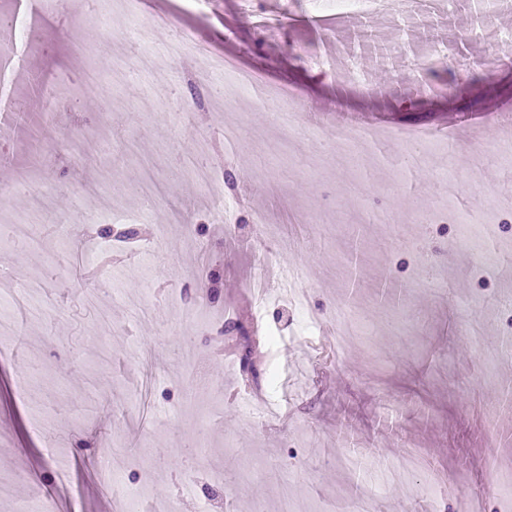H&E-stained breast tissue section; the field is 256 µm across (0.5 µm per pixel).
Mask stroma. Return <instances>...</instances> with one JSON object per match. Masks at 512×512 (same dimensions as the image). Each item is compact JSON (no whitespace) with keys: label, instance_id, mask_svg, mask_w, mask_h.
Segmentation results:
<instances>
[{"label":"stroma","instance_id":"stroma-1","mask_svg":"<svg viewBox=\"0 0 512 512\" xmlns=\"http://www.w3.org/2000/svg\"><path fill=\"white\" fill-rule=\"evenodd\" d=\"M66 6L31 41L0 46L26 64L15 77L0 70V212L31 219L15 181L33 166L45 217L70 227L68 241L46 227L37 248L0 251V317L17 330L13 355L0 359V482L12 486L0 512H113L120 483L141 512L172 502L180 512H323L361 494L373 495L375 512H462L472 495L480 512H512L503 496L512 361L486 355L512 341V317L495 305L512 295V259L486 267L462 225L512 243V204L502 201L512 193V138L491 122L470 127L512 104V61L489 78L474 64L487 50L477 27L512 30V13L490 0L483 18L449 16L432 31L398 18L353 20L333 34L282 0H255L250 12L239 0H150L132 48L121 0H100L107 29L91 23L83 0ZM179 33L231 68L212 75L196 54L158 61ZM433 37L452 40L456 56L431 75L420 60ZM303 45L317 48L318 64L299 55ZM118 56L111 114L91 87L79 106L43 111V79L92 69L111 80ZM242 73L293 88L314 123L289 134L277 102L238 90ZM436 126L459 127L455 153L416 139ZM117 133L131 154L109 152ZM71 138L82 154L68 150ZM202 140L212 145L205 156ZM202 160L216 173L206 186L194 176ZM105 164L108 212L85 192ZM229 195L228 231L214 204ZM441 208L448 223L434 220ZM262 218L298 240L272 263L310 272V307L327 332L347 317L359 324L344 353L298 337L290 304L256 318ZM154 243L168 256L156 268L143 257ZM419 270L446 274L447 288L412 287ZM37 279L40 317L18 304ZM108 279L114 290L102 289ZM468 312L481 326L474 339L459 329ZM230 323L248 330L262 369L280 373L283 410L257 425L241 411L253 385L239 357L224 355ZM26 375L29 407L14 394ZM35 410L64 466L31 433ZM344 458L354 469L340 467Z\"/></svg>","mask_w":512,"mask_h":512}]
</instances>
